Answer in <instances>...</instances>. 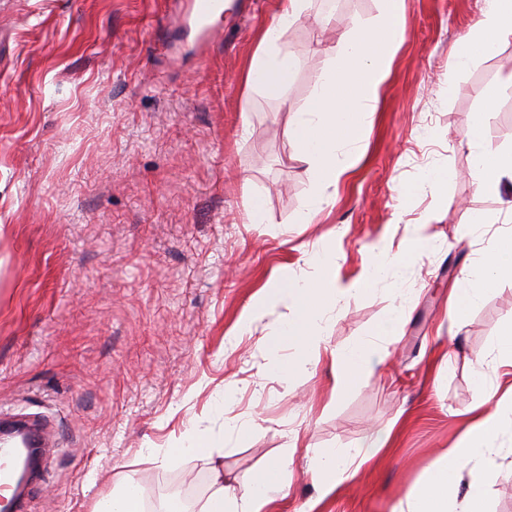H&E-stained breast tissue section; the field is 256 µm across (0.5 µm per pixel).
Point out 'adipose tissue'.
<instances>
[{
    "label": "adipose tissue",
    "instance_id": "ef3b65f1",
    "mask_svg": "<svg viewBox=\"0 0 512 512\" xmlns=\"http://www.w3.org/2000/svg\"><path fill=\"white\" fill-rule=\"evenodd\" d=\"M311 0H282L277 20L261 35L244 82L248 91L281 96L291 86L300 60L288 48L284 34L306 15ZM399 0H383L381 13L372 20L348 19L338 46L326 47L331 62L315 78L307 102L293 112L289 122L297 160L304 166L312 194L296 221L311 223L313 217L336 199L332 188L342 173L357 161L367 138L365 119L377 108L380 89L402 37ZM512 39V0H486V6L470 33L462 39L450 63L451 69L466 68L478 55ZM464 139L475 155L469 177L478 191L496 196L503 179H512V147L486 151L482 122L472 124ZM431 252L430 241L421 231L402 240L381 238L372 247V260L363 277L351 283L336 279V248L327 244L315 262L312 275L283 273L274 287L264 289L245 323H252L265 311L285 304L290 309L270 350L288 346L291 354L276 367L283 379L304 368L311 360L328 355L335 373V389L343 392L375 375L390 356V347L404 323L401 307H392L372 340L350 348L329 347L322 334L324 323L336 312H347L348 299L362 287L378 280L400 278L412 256ZM512 279V239L489 245L480 259L479 271L465 272L448 309L453 325L462 326L469 309L503 279ZM493 391H485L473 424L453 447L444 449L434 468L392 512H483L485 488L498 467L503 450L496 439L507 417L491 409ZM389 442L376 436L367 447L349 452L321 450L311 468L313 481L328 493L352 478L360 466L371 460ZM293 449L258 472L245 489L224 480L223 463L212 467L211 492L199 512H264L276 498L288 495L289 466ZM483 456L481 469H471L476 456Z\"/></svg>",
    "mask_w": 512,
    "mask_h": 512
}]
</instances>
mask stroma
I'll return each instance as SVG.
<instances>
[{
  "label": "stroma",
  "instance_id": "stroma-1",
  "mask_svg": "<svg viewBox=\"0 0 512 512\" xmlns=\"http://www.w3.org/2000/svg\"><path fill=\"white\" fill-rule=\"evenodd\" d=\"M325 2L312 0L309 18L284 35L303 63L283 100L244 83L280 0L248 11L224 0L204 57L174 40L181 0H0V409L43 416L56 440L31 512H91L127 476L144 502L164 506L188 474L186 508L197 512L208 461L146 455L185 446L195 430L223 436L224 473L241 488L294 447L288 496L267 512H390L472 424L481 385L512 409V368L488 369L481 382L473 373L512 322V280L468 312L458 336L447 316L461 270L512 232V181L500 196L479 194L463 140L479 119L487 150L512 145V87L499 84L512 72V41L449 71L483 0H403V38L359 161L335 203L299 224L311 187L288 121L327 63L315 48L338 43L340 20H370L382 6L342 0L337 23L321 25ZM431 170L447 172L446 188L409 195ZM254 196L267 223L244 220ZM467 211L485 223H463ZM418 224L434 252L404 279L354 294L326 325L330 346L349 347L402 307L405 327L378 372L341 394L325 357L287 381L268 377L264 341L288 310L240 330L261 289L307 270L326 242L337 280L359 279L369 245ZM226 390L233 397L215 414ZM235 416L246 434L225 431ZM385 430L388 446L322 495L313 452Z\"/></svg>",
  "mask_w": 512,
  "mask_h": 512
}]
</instances>
